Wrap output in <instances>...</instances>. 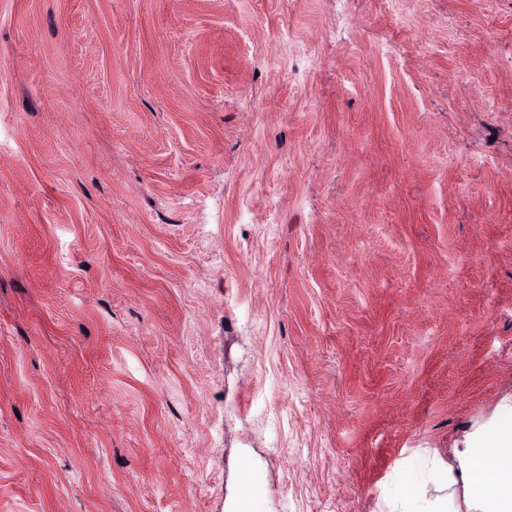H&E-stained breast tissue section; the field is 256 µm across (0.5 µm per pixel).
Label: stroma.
I'll return each mask as SVG.
<instances>
[{
	"mask_svg": "<svg viewBox=\"0 0 512 512\" xmlns=\"http://www.w3.org/2000/svg\"><path fill=\"white\" fill-rule=\"evenodd\" d=\"M512 414V0H0V512H383Z\"/></svg>",
	"mask_w": 512,
	"mask_h": 512,
	"instance_id": "1",
	"label": "stroma"
}]
</instances>
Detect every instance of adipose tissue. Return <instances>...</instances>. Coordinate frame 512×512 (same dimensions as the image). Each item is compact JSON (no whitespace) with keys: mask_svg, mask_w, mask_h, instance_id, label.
I'll return each instance as SVG.
<instances>
[{"mask_svg":"<svg viewBox=\"0 0 512 512\" xmlns=\"http://www.w3.org/2000/svg\"><path fill=\"white\" fill-rule=\"evenodd\" d=\"M391 512H512V421L470 437L455 459L433 460L389 501Z\"/></svg>","mask_w":512,"mask_h":512,"instance_id":"adipose-tissue-1","label":"adipose tissue"}]
</instances>
